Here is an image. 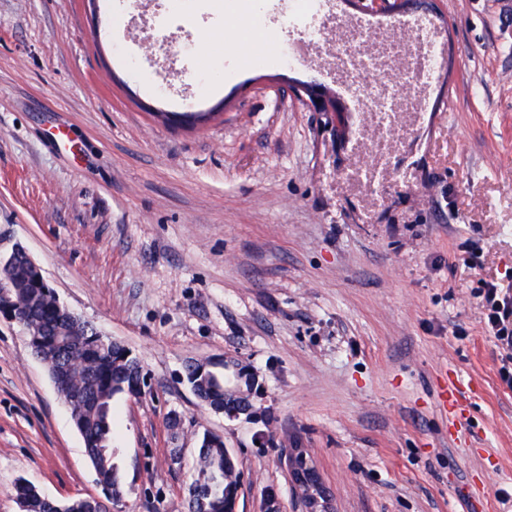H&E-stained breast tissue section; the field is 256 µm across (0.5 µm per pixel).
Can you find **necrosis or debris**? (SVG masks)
Listing matches in <instances>:
<instances>
[{"mask_svg":"<svg viewBox=\"0 0 512 512\" xmlns=\"http://www.w3.org/2000/svg\"><path fill=\"white\" fill-rule=\"evenodd\" d=\"M293 2L292 22L301 28L304 48L292 53L291 62L333 69L337 93L375 128L374 135L361 132L351 141L350 161L341 174L344 184L365 189L368 201H375L379 187L396 174L391 163L394 147L430 110L443 64L438 26L417 15L403 21L404 35L372 37L368 19L336 22V0Z\"/></svg>","mask_w":512,"mask_h":512,"instance_id":"necrosis-or-debris-1","label":"necrosis or debris"}]
</instances>
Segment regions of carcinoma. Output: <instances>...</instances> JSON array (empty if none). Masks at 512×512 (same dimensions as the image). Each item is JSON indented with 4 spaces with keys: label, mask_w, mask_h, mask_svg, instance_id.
<instances>
[{
    "label": "carcinoma",
    "mask_w": 512,
    "mask_h": 512,
    "mask_svg": "<svg viewBox=\"0 0 512 512\" xmlns=\"http://www.w3.org/2000/svg\"><path fill=\"white\" fill-rule=\"evenodd\" d=\"M13 285L10 305L22 316L32 354L47 369L81 435L86 456L102 483L106 502L74 498L65 503L49 499L22 481L16 497L23 512H107V504L123 498L122 479L112 448V400L134 392L145 374L138 359L124 344L101 333L82 319L69 317L58 306L53 289L34 278L27 261L17 259L7 273ZM184 380L209 408H224V374L198 371L197 363L184 366ZM224 474V440L203 435L198 467L188 488L189 512H225L224 487L208 483Z\"/></svg>",
    "instance_id": "carcinoma-1"
}]
</instances>
